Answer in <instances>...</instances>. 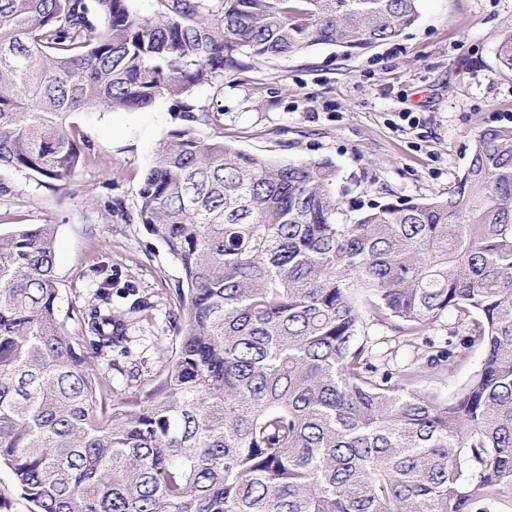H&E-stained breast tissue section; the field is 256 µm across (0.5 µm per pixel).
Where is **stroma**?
Instances as JSON below:
<instances>
[{"label":"stroma","mask_w":512,"mask_h":512,"mask_svg":"<svg viewBox=\"0 0 512 512\" xmlns=\"http://www.w3.org/2000/svg\"><path fill=\"white\" fill-rule=\"evenodd\" d=\"M512 34V0H422L416 24L395 41L351 55L331 46L279 59L254 58L195 88L190 103L208 110L201 139L224 137L237 148L277 162L331 159L338 170L337 220L353 223L374 202L447 197L464 170L473 138L487 125H512V71L498 47ZM413 113L408 124L403 113ZM89 141L83 164L65 182L38 185L0 170V235L43 224L55 227L59 317L74 325L103 281L115 312L128 289L149 298L110 371L116 396L150 383L176 346L165 313L183 278L179 262L139 220L144 172L156 147L177 128L173 104L147 111L72 114ZM363 330L380 362L413 355L399 331L369 318ZM137 367L139 381L125 372Z\"/></svg>","instance_id":"1"}]
</instances>
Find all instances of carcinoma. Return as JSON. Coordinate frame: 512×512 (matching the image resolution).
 Here are the masks:
<instances>
[{"label":"carcinoma","mask_w":512,"mask_h":512,"mask_svg":"<svg viewBox=\"0 0 512 512\" xmlns=\"http://www.w3.org/2000/svg\"><path fill=\"white\" fill-rule=\"evenodd\" d=\"M0 0V169L69 179L72 112L184 121L157 146L139 220L180 263L178 349L111 398L130 320L99 287L61 322L51 224L0 236V465L33 512H512V126L489 125L445 199L337 222L329 159L276 163L184 98L253 58L397 39L420 0ZM438 346L426 332L447 312ZM421 341L375 362L365 317ZM446 404L419 387L473 354Z\"/></svg>","instance_id":"cac0c4a2"}]
</instances>
